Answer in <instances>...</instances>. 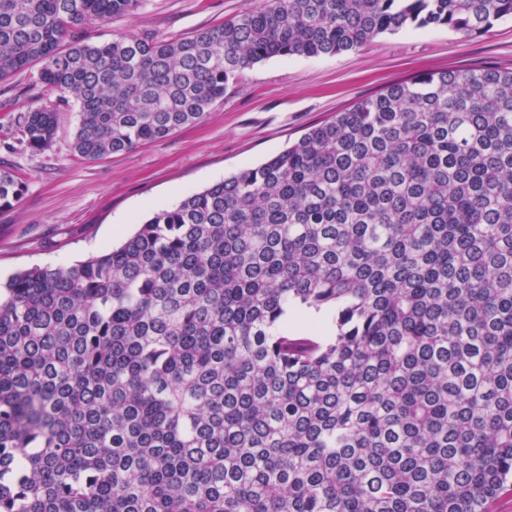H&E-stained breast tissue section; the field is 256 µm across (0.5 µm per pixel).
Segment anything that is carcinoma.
Masks as SVG:
<instances>
[{"label": "carcinoma", "instance_id": "cac0c4a2", "mask_svg": "<svg viewBox=\"0 0 512 512\" xmlns=\"http://www.w3.org/2000/svg\"><path fill=\"white\" fill-rule=\"evenodd\" d=\"M141 0H0L84 160L198 122L243 70L512 0H265L173 40ZM57 112L23 115L27 144ZM23 194L0 169V209ZM299 310L324 317L298 328ZM512 493V69L389 84L117 247L0 290V512H490Z\"/></svg>", "mask_w": 512, "mask_h": 512}]
</instances>
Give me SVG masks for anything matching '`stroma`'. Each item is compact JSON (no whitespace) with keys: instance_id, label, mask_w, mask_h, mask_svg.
<instances>
[{"instance_id":"1","label":"stroma","mask_w":512,"mask_h":512,"mask_svg":"<svg viewBox=\"0 0 512 512\" xmlns=\"http://www.w3.org/2000/svg\"><path fill=\"white\" fill-rule=\"evenodd\" d=\"M261 0H142L134 12L89 28L94 43L120 33L174 39L239 15ZM512 66V21L483 35L402 29L329 57H274L231 81L203 119L131 151L86 161L73 150L79 107L29 68L0 81V168L24 192L0 209V282L35 265L73 264L131 235L157 205H171L267 161L307 129L393 81L448 68ZM58 115L51 144L32 150L21 115Z\"/></svg>"}]
</instances>
